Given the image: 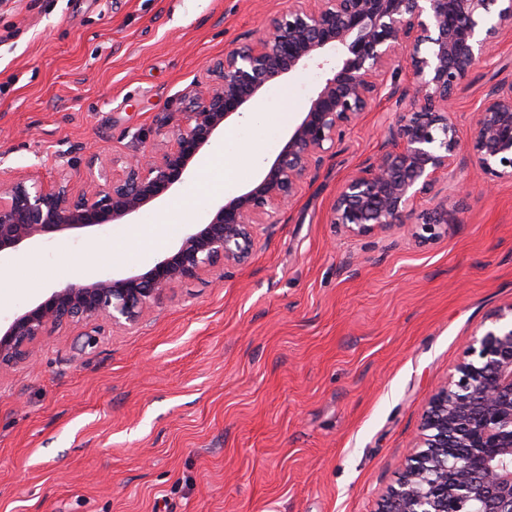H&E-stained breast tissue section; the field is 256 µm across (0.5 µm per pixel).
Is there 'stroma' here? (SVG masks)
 Listing matches in <instances>:
<instances>
[{
  "label": "stroma",
  "mask_w": 512,
  "mask_h": 512,
  "mask_svg": "<svg viewBox=\"0 0 512 512\" xmlns=\"http://www.w3.org/2000/svg\"><path fill=\"white\" fill-rule=\"evenodd\" d=\"M288 0H0V176L81 185L89 152L160 140L194 82L226 49L264 34ZM324 79L284 75L259 99L296 122ZM512 80L503 36L452 103L468 142L486 92ZM383 99L347 130L252 258L179 284L134 328L83 325L42 337L36 364L0 376V512H378L420 437L431 393L474 333L512 304V181L485 188L449 169L427 209L457 210L421 246L408 225L370 237L327 215L346 176L396 119ZM251 187L275 147L250 116L227 122ZM190 165L131 224L72 230L0 255V318L66 282L142 273L178 245L184 209L209 220L222 178ZM161 227L162 243L144 235ZM122 251L95 262L91 243ZM95 337L78 349L80 335Z\"/></svg>",
  "instance_id": "stroma-1"
}]
</instances>
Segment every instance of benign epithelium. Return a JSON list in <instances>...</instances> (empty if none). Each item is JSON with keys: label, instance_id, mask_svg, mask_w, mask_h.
<instances>
[{"label": "benign epithelium", "instance_id": "benign-epithelium-1", "mask_svg": "<svg viewBox=\"0 0 512 512\" xmlns=\"http://www.w3.org/2000/svg\"><path fill=\"white\" fill-rule=\"evenodd\" d=\"M508 31L512 0H288L266 35L209 65L184 111L160 117L170 136L154 150L112 162L92 153L87 167L99 176L80 187L65 179L50 186L0 179V253L50 234L129 220L183 183L192 160L266 85L310 63L325 73L255 187L220 205L209 223L188 225L176 251L148 271L66 283L14 315L0 327V375L20 361L35 362L43 336L99 321L134 327L177 285L248 259L258 230L278 223L324 163L325 145L360 123L396 64L405 65L410 87H389L387 97L399 106L395 125L381 149L344 179L328 223L352 236L390 230L432 197L441 175L467 161L492 181L512 180V81L485 95L465 156L450 109ZM457 222L446 207L425 210L413 237L439 240ZM490 322L432 394L421 416V450L408 458L379 512H512V304Z\"/></svg>", "mask_w": 512, "mask_h": 512}]
</instances>
